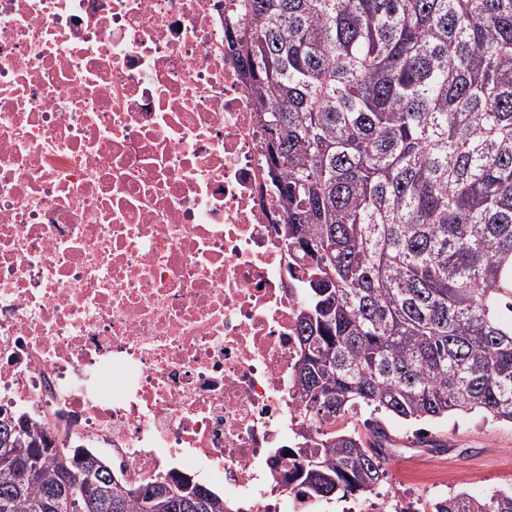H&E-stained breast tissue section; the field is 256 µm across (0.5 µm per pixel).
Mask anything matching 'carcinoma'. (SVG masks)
<instances>
[{
	"label": "carcinoma",
	"mask_w": 512,
	"mask_h": 512,
	"mask_svg": "<svg viewBox=\"0 0 512 512\" xmlns=\"http://www.w3.org/2000/svg\"><path fill=\"white\" fill-rule=\"evenodd\" d=\"M228 31L256 107L302 279L292 388L304 420L288 492L368 498L391 447L336 425L481 412L512 422V0H237ZM0 449L9 512H69L54 442ZM99 512H244L169 471ZM429 512H512V491L465 490Z\"/></svg>",
	"instance_id": "obj_1"
}]
</instances>
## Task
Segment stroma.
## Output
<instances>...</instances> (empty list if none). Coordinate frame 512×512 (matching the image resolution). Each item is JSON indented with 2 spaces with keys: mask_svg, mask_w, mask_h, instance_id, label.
I'll use <instances>...</instances> for the list:
<instances>
[{
  "mask_svg": "<svg viewBox=\"0 0 512 512\" xmlns=\"http://www.w3.org/2000/svg\"><path fill=\"white\" fill-rule=\"evenodd\" d=\"M387 427L401 444L389 456L387 478L378 488L382 494L398 491L383 512H413L422 497L438 498L448 490L463 489L477 497L512 490V423L494 422L479 413H452L436 420L392 419ZM421 432L447 442V451L415 446Z\"/></svg>",
  "mask_w": 512,
  "mask_h": 512,
  "instance_id": "35a3bbf8",
  "label": "stroma"
}]
</instances>
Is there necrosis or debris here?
<instances>
[{
  "label": "necrosis or debris",
  "instance_id": "necrosis-or-debris-1",
  "mask_svg": "<svg viewBox=\"0 0 512 512\" xmlns=\"http://www.w3.org/2000/svg\"><path fill=\"white\" fill-rule=\"evenodd\" d=\"M225 0H0V401L145 480L282 497L303 406L259 113Z\"/></svg>",
  "mask_w": 512,
  "mask_h": 512
}]
</instances>
